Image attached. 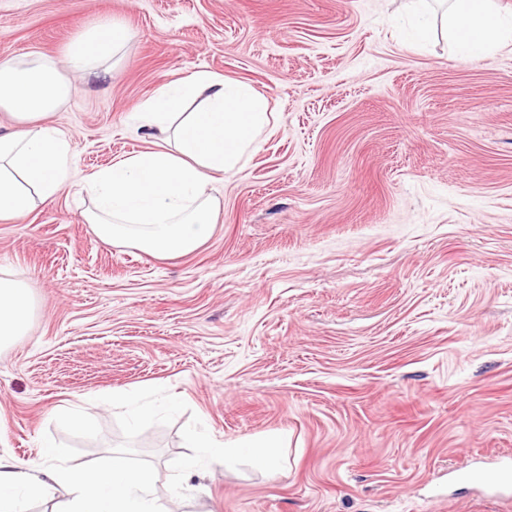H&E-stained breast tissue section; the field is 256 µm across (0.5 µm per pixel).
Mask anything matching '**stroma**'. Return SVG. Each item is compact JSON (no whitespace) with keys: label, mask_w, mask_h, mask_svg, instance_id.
<instances>
[{"label":"stroma","mask_w":512,"mask_h":512,"mask_svg":"<svg viewBox=\"0 0 512 512\" xmlns=\"http://www.w3.org/2000/svg\"><path fill=\"white\" fill-rule=\"evenodd\" d=\"M404 0H0V59L63 57L87 27L131 39L109 79L71 75L46 125L69 180L0 220V276L35 301L0 348V457L74 465L194 455L188 512H512L448 472L512 454V44L449 61ZM206 71L253 85L272 133L211 187L207 240L169 258L101 242L92 173L149 146L130 114ZM179 404L131 427L116 388ZM96 399L90 431L60 407ZM285 437L284 470L210 461L187 437Z\"/></svg>","instance_id":"35a3bbf8"}]
</instances>
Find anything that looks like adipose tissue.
I'll return each instance as SVG.
<instances>
[{"mask_svg": "<svg viewBox=\"0 0 512 512\" xmlns=\"http://www.w3.org/2000/svg\"><path fill=\"white\" fill-rule=\"evenodd\" d=\"M445 25L452 56L460 61L488 57L512 43V14L495 0H448ZM118 24L85 30L63 59L38 52L0 61V111L14 121L0 133V220L25 217L36 201L57 196L69 178L71 143L49 127L46 117L69 96L66 73L102 69L111 75L112 58L129 42ZM199 99L195 111L185 104ZM267 99L251 84L211 72H197L166 83L145 100L136 124L151 148L139 151L89 176L92 206L85 219L105 243L129 242L158 257L195 251L216 224L220 203L210 192L272 131ZM33 299L21 282L0 277V346L23 335ZM194 447L214 461L246 456L259 467L282 469L277 434L244 442L215 443L192 436ZM47 465L33 469L0 457V512H23L20 494L54 498L66 489L62 512H158L154 471L115 451L101 464L70 466L47 450Z\"/></svg>", "mask_w": 512, "mask_h": 512, "instance_id": "adipose-tissue-1", "label": "adipose tissue"}]
</instances>
